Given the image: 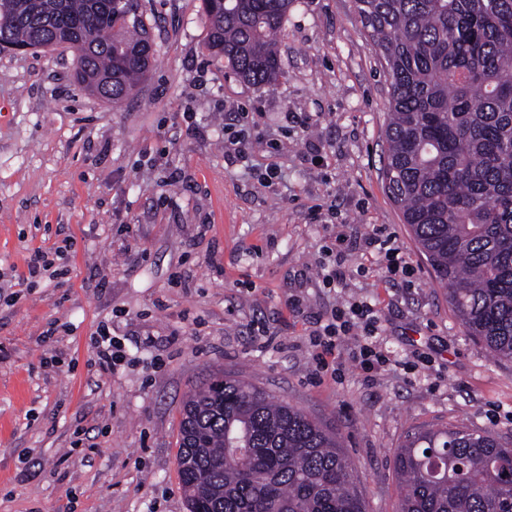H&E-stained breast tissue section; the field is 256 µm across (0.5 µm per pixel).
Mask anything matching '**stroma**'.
Returning <instances> with one entry per match:
<instances>
[{
  "label": "stroma",
  "mask_w": 512,
  "mask_h": 512,
  "mask_svg": "<svg viewBox=\"0 0 512 512\" xmlns=\"http://www.w3.org/2000/svg\"><path fill=\"white\" fill-rule=\"evenodd\" d=\"M139 13L156 62L117 104L77 88L69 48L0 53V278L40 248L69 270L0 305V512H188L182 403L219 373L337 432L367 512H398L395 451L417 429L512 445V361L467 334L386 193L389 82L355 0H293L266 85L209 56L201 0ZM387 238L408 280L388 277ZM355 300L391 363L337 379L310 338ZM97 334L99 336V339L96 338L94 344V363H97L99 367L103 369L112 367V362L114 361L115 358V353L112 350V337L108 336L109 331L106 330L105 326H101Z\"/></svg>",
  "instance_id": "obj_1"
}]
</instances>
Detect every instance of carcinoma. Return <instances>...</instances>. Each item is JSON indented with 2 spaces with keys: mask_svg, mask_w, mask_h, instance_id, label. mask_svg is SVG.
<instances>
[{
  "mask_svg": "<svg viewBox=\"0 0 512 512\" xmlns=\"http://www.w3.org/2000/svg\"><path fill=\"white\" fill-rule=\"evenodd\" d=\"M119 0H0V39L70 44L75 82L117 104L154 61ZM210 56L240 80L280 74L274 37L291 0H202ZM389 81L383 177L470 336L512 361V0H357ZM178 467L188 512H366L335 432L231 376L190 394ZM399 512H512V446L456 426L395 453Z\"/></svg>",
  "mask_w": 512,
  "mask_h": 512,
  "instance_id": "cac0c4a2",
  "label": "carcinoma"
}]
</instances>
